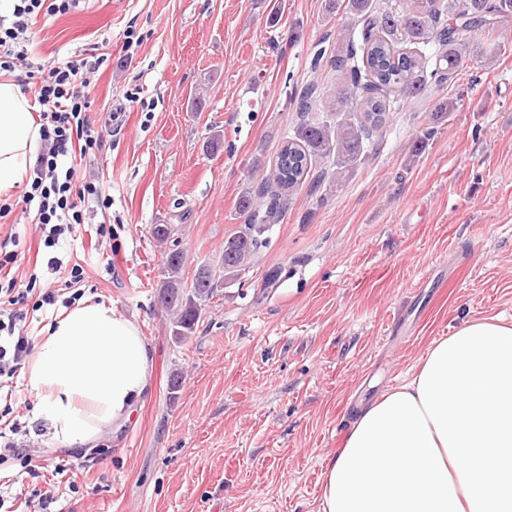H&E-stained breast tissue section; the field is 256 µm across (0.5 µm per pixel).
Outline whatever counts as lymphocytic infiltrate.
<instances>
[{
  "label": "lymphocytic infiltrate",
  "mask_w": 512,
  "mask_h": 512,
  "mask_svg": "<svg viewBox=\"0 0 512 512\" xmlns=\"http://www.w3.org/2000/svg\"><path fill=\"white\" fill-rule=\"evenodd\" d=\"M80 0H12L0 14V73L31 87L39 106L41 149L30 169L21 208L37 224L45 247L68 244L75 225L84 223L88 205L106 211L112 196L103 182L80 176L81 161L100 155L123 124V112L93 119L91 79L106 61L88 48L44 59L33 49L36 24L70 13ZM20 238L0 239V388L14 382L34 349L28 314L55 305L59 290L38 288L37 273L18 280L12 269L21 260Z\"/></svg>",
  "instance_id": "lymphocytic-infiltrate-1"
}]
</instances>
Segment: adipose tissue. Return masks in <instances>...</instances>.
Segmentation results:
<instances>
[{"instance_id":"obj_1","label":"adipose tissue","mask_w":512,"mask_h":512,"mask_svg":"<svg viewBox=\"0 0 512 512\" xmlns=\"http://www.w3.org/2000/svg\"><path fill=\"white\" fill-rule=\"evenodd\" d=\"M39 127L0 81V191L25 180ZM154 369L136 322L80 304L42 330L26 381L56 438L75 448L128 421ZM320 512H512V325L469 318L397 387L361 407L322 477Z\"/></svg>"}]
</instances>
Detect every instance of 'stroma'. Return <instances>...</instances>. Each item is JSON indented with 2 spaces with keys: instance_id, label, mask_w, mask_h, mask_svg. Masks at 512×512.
<instances>
[{
  "instance_id": "35a3bbf8",
  "label": "stroma",
  "mask_w": 512,
  "mask_h": 512,
  "mask_svg": "<svg viewBox=\"0 0 512 512\" xmlns=\"http://www.w3.org/2000/svg\"><path fill=\"white\" fill-rule=\"evenodd\" d=\"M350 20L325 0H81L38 25L43 58L107 56L93 108L123 109L125 124L85 172L112 207L89 210L63 259L84 266L85 296L137 322L155 363L128 422L92 448L56 439L17 379L0 412L24 423L34 465L68 467L63 478L6 469L18 512H33L39 490L64 512H319L324 467L361 405L463 319L512 322L510 18L476 37L507 43L494 65L464 66L393 108L343 179L317 162L318 187L293 192L246 275L218 285L195 332L172 341L158 302L171 243L153 225L172 226L184 282L220 268L246 222L238 198L270 172L304 88L316 86L312 114L326 117L336 72L315 56ZM131 26L143 42L129 57ZM447 99L457 110L437 112Z\"/></svg>"
}]
</instances>
